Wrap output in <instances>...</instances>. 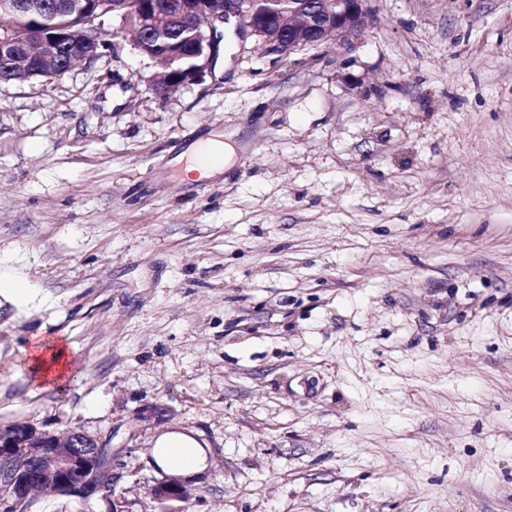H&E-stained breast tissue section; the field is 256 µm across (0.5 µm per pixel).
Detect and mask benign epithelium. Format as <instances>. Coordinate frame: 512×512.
<instances>
[{
  "label": "benign epithelium",
  "mask_w": 512,
  "mask_h": 512,
  "mask_svg": "<svg viewBox=\"0 0 512 512\" xmlns=\"http://www.w3.org/2000/svg\"><path fill=\"white\" fill-rule=\"evenodd\" d=\"M258 0H181L171 4L172 17H199L204 29L198 32L193 57L198 63L168 75L175 87L198 84L211 72L214 29L228 16L253 36L266 54L283 57L299 49H320L332 42L354 46L372 19L369 0H288V22L271 18L255 7ZM48 4L41 0H0V9H24L44 14ZM100 0L86 3L75 14L60 9L42 24L33 25L23 37L13 28L0 33V81L32 78L57 79L76 63L99 56L103 42L85 35L84 26L99 16ZM149 30L155 22L153 7L142 0L125 12ZM0 512H29L40 493L72 497L87 503L100 500L105 512H123L112 489V451L97 436L79 428L60 433L44 430L28 421L0 423ZM160 504L185 502L191 489L178 476L167 475L151 489Z\"/></svg>",
  "instance_id": "7a95c632"
}]
</instances>
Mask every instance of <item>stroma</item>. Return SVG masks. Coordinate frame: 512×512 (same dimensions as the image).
Returning <instances> with one entry per match:
<instances>
[{"instance_id":"obj_1","label":"stroma","mask_w":512,"mask_h":512,"mask_svg":"<svg viewBox=\"0 0 512 512\" xmlns=\"http://www.w3.org/2000/svg\"><path fill=\"white\" fill-rule=\"evenodd\" d=\"M371 8L353 48L240 41L164 96L116 15L0 82V262L39 293L0 307V422L99 436L124 512L171 429L208 452L182 512H512V0ZM215 135L223 175L181 182ZM215 155L223 157L221 166H213L208 160ZM231 148L224 142L208 139L198 143L190 153L183 154L177 164L182 166L181 172L183 180L191 179L193 173H198L200 177H209L223 171L224 167L230 162ZM223 166V167H222ZM29 359L33 378L50 385L61 384L74 371L68 347L60 340L32 337Z\"/></svg>"}]
</instances>
